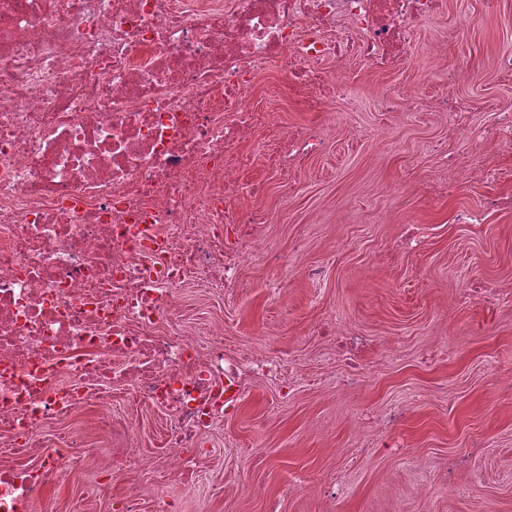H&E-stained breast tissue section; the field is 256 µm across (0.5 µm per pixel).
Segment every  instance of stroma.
Returning a JSON list of instances; mask_svg holds the SVG:
<instances>
[{
    "instance_id": "stroma-1",
    "label": "stroma",
    "mask_w": 512,
    "mask_h": 512,
    "mask_svg": "<svg viewBox=\"0 0 512 512\" xmlns=\"http://www.w3.org/2000/svg\"><path fill=\"white\" fill-rule=\"evenodd\" d=\"M439 26L444 50L422 27L411 55L355 67L353 102L301 111L268 94L286 79L276 64L247 93L282 128L324 125L325 147L283 176L266 167L262 135L247 142L245 176L264 186L261 254L223 295L181 288L171 322L220 324L225 348L285 355L296 387L247 386L238 410L203 435L190 470L166 481L155 476L170 455L164 413L128 409L127 392L113 391L114 415L131 412L134 434L119 422L99 430L92 407L69 418L64 430L89 452L48 489V512H122L128 493L140 512L171 501L179 512H512V208L483 224L454 221L458 210L512 195V182L430 191L438 159L427 150L443 140L464 166L512 167V151L492 139L472 147L428 103L454 84L474 125L491 105L512 103V84L495 71L498 51L512 45V0L492 11L486 0H444ZM409 84L418 107L376 111L377 96ZM409 226L421 252L401 244ZM328 322L332 340L316 334ZM345 336L370 342L351 387L341 383ZM129 447L141 468L114 471ZM106 473L111 483L99 485Z\"/></svg>"
}]
</instances>
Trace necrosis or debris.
Listing matches in <instances>:
<instances>
[{"label": "necrosis or debris", "instance_id": "obj_1", "mask_svg": "<svg viewBox=\"0 0 512 512\" xmlns=\"http://www.w3.org/2000/svg\"><path fill=\"white\" fill-rule=\"evenodd\" d=\"M443 0H0V512H44L82 464L74 435L16 470L76 411L112 427V392L168 417L167 470L194 460L246 384L287 383L282 357L224 329L164 328L178 290L223 292L254 245L257 183L241 145L288 173L325 131H284L246 93L273 63L307 112L350 93L353 58L411 51ZM334 63L331 71L322 62Z\"/></svg>", "mask_w": 512, "mask_h": 512}]
</instances>
